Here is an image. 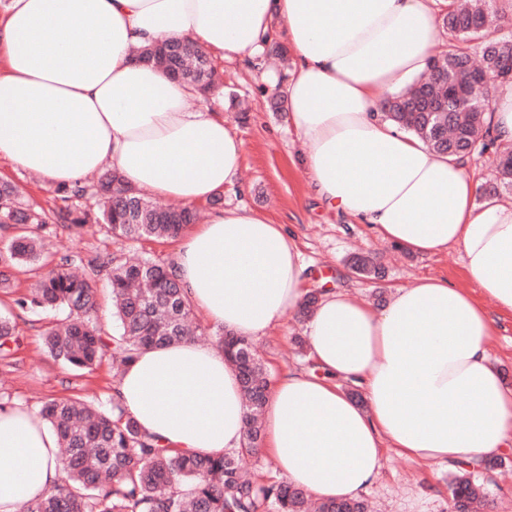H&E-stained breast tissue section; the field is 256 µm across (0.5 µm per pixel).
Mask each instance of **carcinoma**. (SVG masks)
<instances>
[{"mask_svg": "<svg viewBox=\"0 0 512 512\" xmlns=\"http://www.w3.org/2000/svg\"><path fill=\"white\" fill-rule=\"evenodd\" d=\"M493 2L452 0L442 18L451 38L431 57L441 60L442 68L429 66L424 81L382 105L384 118L439 154H498L486 115L493 90L512 85V38L484 40L491 16L508 20ZM146 56L195 88L214 84L199 47L192 53H176L169 46L149 48ZM511 189L508 154L499 157L483 194L497 197ZM95 193L104 198L97 212L78 214L68 207L47 211L22 202L13 184L0 183V229L14 230L0 262L38 275L36 289L16 299V305L31 312L68 310L45 333L44 345L53 360L74 371H90L105 359L123 369L146 348L196 339L194 309L169 264L153 257L131 263L111 255L85 263L65 255L43 271L44 238L29 230L31 225L47 230L51 224H64L71 230L92 222L104 225L115 238L138 240L174 238L197 220L195 209L159 207L124 185L114 171L104 175ZM83 263L87 268L81 273L71 272ZM101 276L111 288L117 336H103L97 320L96 279ZM214 342L237 371L246 402L242 447L218 456H190L148 438L118 404L108 413L79 400H49L38 415L56 432L63 477L27 512H367L362 500L317 502L286 482L255 484L243 477L241 462L258 453L263 440L261 415L269 380L248 338L220 328ZM16 343V322L0 316V357L7 358ZM450 491L457 512H472V505L484 497L465 473L455 476Z\"/></svg>", "mask_w": 512, "mask_h": 512, "instance_id": "carcinoma-1", "label": "carcinoma"}]
</instances>
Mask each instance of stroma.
Listing matches in <instances>:
<instances>
[{
  "label": "stroma",
  "instance_id": "stroma-1",
  "mask_svg": "<svg viewBox=\"0 0 512 512\" xmlns=\"http://www.w3.org/2000/svg\"><path fill=\"white\" fill-rule=\"evenodd\" d=\"M213 65L225 94L235 95L250 107L246 113L228 105L223 108L225 124L243 142V157L234 183L224 188L222 205H246L290 228L307 265L305 282L309 289L323 294L340 288L381 306L389 298L390 287H409L423 277H445L465 285L460 247L435 255L412 254L377 236L369 225L326 210L319 203L304 173L293 163L302 144L287 112H274L267 106L269 98L285 91L290 67H275L262 57L248 62L217 58ZM1 179L22 187L30 203L47 209L61 203L54 186L4 159L0 160ZM176 246L173 239L118 240L90 225L77 233L61 228L52 239L48 260L54 263L66 254L88 259L114 253L167 262ZM356 254L376 257L385 268L384 278L370 280L357 275L349 265L350 257ZM27 285V274L15 270L9 287H0V315L16 321L19 337L8 360H0V395L8 397L11 406L34 410L45 401L69 398L111 409L118 385L111 363L105 361L92 371L75 372L45 354L42 334L64 313L21 312L15 301L26 293ZM304 331V323L289 313L256 338L270 376L287 369L312 368L308 352L298 350L293 342ZM459 471L454 464L428 466L390 452L366 497L376 512H454L448 483ZM470 473L487 495L484 512H512V452L498 457L496 465L474 467Z\"/></svg>",
  "mask_w": 512,
  "mask_h": 512
}]
</instances>
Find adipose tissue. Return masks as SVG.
Segmentation results:
<instances>
[{
    "instance_id": "obj_1",
    "label": "adipose tissue",
    "mask_w": 512,
    "mask_h": 512,
    "mask_svg": "<svg viewBox=\"0 0 512 512\" xmlns=\"http://www.w3.org/2000/svg\"><path fill=\"white\" fill-rule=\"evenodd\" d=\"M448 0H9L0 12V159L69 185L105 169L146 196L193 206L233 182L242 142L215 107L133 49L187 40L221 59L262 54L273 29L293 54L288 108L311 187L327 207L416 254L461 247L469 287L426 277L378 308L322 296L305 330L319 374L284 372L263 414L288 483L356 499L385 451L480 466L512 447V389L487 343L512 315V201L477 202L465 160L435 153L377 112L426 70ZM172 266L214 325L260 337L303 304L300 253L283 225L216 209ZM359 388L355 400L343 382ZM116 401L140 430L200 456L242 446L246 407L223 351L183 342L141 352ZM34 411L0 412V512H26L60 480Z\"/></svg>"
}]
</instances>
